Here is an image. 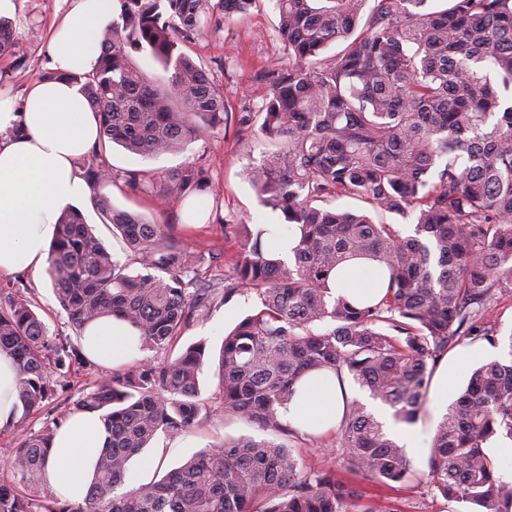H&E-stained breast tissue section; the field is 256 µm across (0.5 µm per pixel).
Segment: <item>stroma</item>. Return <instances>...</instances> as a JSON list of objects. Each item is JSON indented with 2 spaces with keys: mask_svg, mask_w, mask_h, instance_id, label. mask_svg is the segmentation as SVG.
Segmentation results:
<instances>
[{
  "mask_svg": "<svg viewBox=\"0 0 512 512\" xmlns=\"http://www.w3.org/2000/svg\"><path fill=\"white\" fill-rule=\"evenodd\" d=\"M76 0H13V9L6 18L13 27L14 56L24 58L26 68L0 70V92L8 94L15 107H22L31 83L39 79L41 70L51 68L48 40L56 21L74 7ZM274 22L272 0H262L259 9L246 17L225 25L223 31L199 45L192 53L211 70L215 80L223 85L224 95L232 107L240 103H260L267 87L259 74L277 54V45L270 33ZM265 145L261 139L238 136L234 129H213L192 141L179 153L135 156L117 145L108 146L103 159L116 173L114 182L98 187V194L110 198L114 207L140 214L149 221L170 225L175 239L191 250H204L212 243L222 244L225 251L237 249L234 241L225 239L218 224L206 221L188 223L183 204L161 205L156 200V190L149 178L153 175L177 170L194 163L206 168L212 180L208 203L218 204L222 215L248 224H274L277 214L263 208L250 184L248 171L259 163ZM143 172L145 178L129 184V171ZM88 224L94 226L108 249L129 274L140 273L123 245L119 235L113 234L105 215L97 210L91 200L79 204ZM28 288L37 310L45 321L50 334L60 338H75L65 312L56 301L47 276L36 277L27 272L0 275V297ZM256 302L255 294L236 297L228 304L212 303L208 315L198 323L183 330L177 348L206 340L211 353H218L225 332L231 330ZM495 322L494 342L483 339L462 338L459 346L449 351L448 361L457 363L456 389L466 387L472 371L481 362L512 356V288L504 289L490 309ZM105 368L92 363L71 365L56 399L29 418L31 430H39L44 422L54 417L75 400L80 392L105 375ZM202 399L211 411L198 427L176 436L159 434L150 448L128 464V488L159 480L168 471L180 466L184 460L213 445L222 444L240 436L263 438L264 432L256 423L242 416H228L220 402L216 361H209L199 377ZM448 406L447 401L428 398L419 420L411 425V438L406 444L409 458L415 468L427 467L431 441L436 426ZM389 504L399 512H463V504L445 499L435 488L415 482L398 491L385 493Z\"/></svg>",
  "mask_w": 512,
  "mask_h": 512,
  "instance_id": "obj_1",
  "label": "stroma"
}]
</instances>
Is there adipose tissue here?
Instances as JSON below:
<instances>
[{
  "label": "adipose tissue",
  "mask_w": 512,
  "mask_h": 512,
  "mask_svg": "<svg viewBox=\"0 0 512 512\" xmlns=\"http://www.w3.org/2000/svg\"><path fill=\"white\" fill-rule=\"evenodd\" d=\"M107 0H77L51 38L54 70L83 74L95 64L97 34ZM22 135H12L15 123ZM99 122L78 84L38 80L29 88L22 113L0 95V274L27 271L41 276L48 245L67 207L86 198L90 188L74 162L98 141ZM382 277L378 262L349 261L336 277L337 294L362 301L376 295ZM139 331L127 322L104 318L87 325L81 343L87 356L111 368L139 356ZM353 393L336 376H305L282 418L300 432L319 434L336 427ZM106 434L98 414H72L56 432L45 468L56 495L71 503L86 499Z\"/></svg>",
  "instance_id": "1"
}]
</instances>
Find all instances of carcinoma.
Wrapping results in <instances>:
<instances>
[{"mask_svg":"<svg viewBox=\"0 0 512 512\" xmlns=\"http://www.w3.org/2000/svg\"><path fill=\"white\" fill-rule=\"evenodd\" d=\"M119 22L99 35L92 70L74 77L96 112L100 139L81 176L97 188L114 181L98 157L106 143L133 155L176 153L218 126L261 134L266 151L249 170L261 205L292 229V258L273 244L276 227L219 218L238 243L224 258L222 288H196L197 267L213 250L180 246L170 225L93 203L118 231L144 274L130 275L104 242L68 209L56 224L46 273L71 326L104 317L140 332L141 348L166 351L205 316L204 296L224 304L253 293L258 302L220 349L224 414L253 420L273 439L241 436L191 457L162 480L125 492L127 463L160 433L180 434L201 419L200 340L162 362H130L83 389L73 411L103 422L107 443L83 504L58 498L44 476L65 409L37 432L58 376L87 357L49 335L30 297L0 298V350L12 356L22 410L11 424L14 479L0 481V512H398L336 478L396 490L415 480L475 512H512V486L496 478L485 451L512 441V360L478 367L439 422L428 469L418 471L384 424L351 403L337 427L332 466L305 465L301 434L281 417L307 374L349 375L415 423L433 369L463 336L494 339L488 309L512 288V0H274L279 44L260 75L258 110L229 109L224 87L187 49L224 30L258 0H114ZM339 41L342 49L325 57ZM146 52L163 69L142 71ZM164 204L209 193L196 164L156 176ZM340 196L371 211L411 219L413 234L375 223L370 211L339 210ZM378 261L385 293L356 305L333 295L336 273L353 258Z\"/></svg>","mask_w":512,"mask_h":512,"instance_id":"carcinoma-1","label":"carcinoma"}]
</instances>
